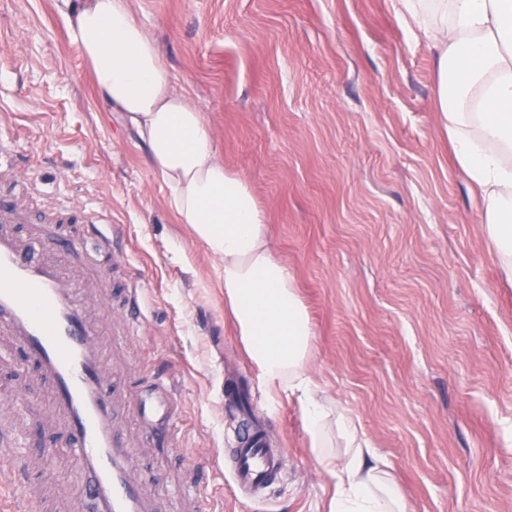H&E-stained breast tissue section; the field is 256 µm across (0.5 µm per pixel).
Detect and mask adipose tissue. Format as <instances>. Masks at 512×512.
Instances as JSON below:
<instances>
[{
	"label": "adipose tissue",
	"instance_id": "obj_1",
	"mask_svg": "<svg viewBox=\"0 0 512 512\" xmlns=\"http://www.w3.org/2000/svg\"><path fill=\"white\" fill-rule=\"evenodd\" d=\"M395 8L435 50L436 109L512 279V0H395ZM62 15L98 92L146 144L178 222L219 261L224 305L252 364L295 404L311 456L334 481L326 512H407L355 418L320 396L309 373L314 326L272 251L265 213L248 182L225 169L201 109L176 90L128 0H80Z\"/></svg>",
	"mask_w": 512,
	"mask_h": 512
}]
</instances>
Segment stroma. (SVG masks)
<instances>
[{
	"mask_svg": "<svg viewBox=\"0 0 512 512\" xmlns=\"http://www.w3.org/2000/svg\"><path fill=\"white\" fill-rule=\"evenodd\" d=\"M60 0H0V144L50 196L122 226L141 320L106 326L121 433L166 512H324L331 479L295 405L271 398L224 313L217 262L179 224L145 146L98 94ZM175 87L199 106L225 167L268 214L277 258L314 324L312 375L358 418L408 512H512V284L435 110L434 51L392 0H130ZM165 374L174 436L142 435L140 387ZM248 387L287 448L259 493L231 480L224 382ZM0 336V437L32 455L61 424Z\"/></svg>",
	"mask_w": 512,
	"mask_h": 512,
	"instance_id": "1",
	"label": "stroma"
}]
</instances>
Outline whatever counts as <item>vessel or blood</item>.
Listing matches in <instances>:
<instances>
[{"label": "vessel or blood", "instance_id": "b4317fda", "mask_svg": "<svg viewBox=\"0 0 512 512\" xmlns=\"http://www.w3.org/2000/svg\"><path fill=\"white\" fill-rule=\"evenodd\" d=\"M19 165L14 150L0 149V176L10 186L0 192V335L36 368L34 385L17 389L12 400L27 406L37 400V386L50 389L89 512H158L116 445L112 367L100 341L102 326L90 311L88 284L110 288L112 265L120 258L112 227L87 215L79 231L70 232L73 210L62 203L32 216L26 199L37 183ZM140 413L144 433L170 435L180 417L171 385L159 380L143 390ZM232 454L238 487L260 490L277 478L283 451L270 447L261 429L250 428L239 434ZM28 461L23 438L0 448V462L10 463L14 474H22Z\"/></svg>", "mask_w": 512, "mask_h": 512}]
</instances>
